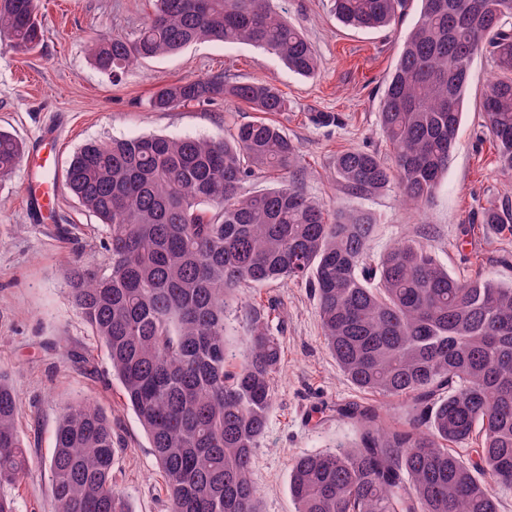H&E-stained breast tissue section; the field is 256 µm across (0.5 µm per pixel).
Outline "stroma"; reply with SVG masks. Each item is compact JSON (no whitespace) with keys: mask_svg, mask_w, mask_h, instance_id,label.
<instances>
[{"mask_svg":"<svg viewBox=\"0 0 512 512\" xmlns=\"http://www.w3.org/2000/svg\"><path fill=\"white\" fill-rule=\"evenodd\" d=\"M274 5L311 43L319 63L314 77L291 72L263 49L221 42L134 62L115 78L97 70L88 58L89 40L101 33L135 36L152 12L149 0H40V47L23 53L0 46V129L27 148L49 125L56 127L58 140L48 157L56 191L50 222L30 220L25 201L30 156L0 181V372L19 400V431L33 461L28 475L4 489L15 512H52L49 473L40 463L52 452L66 408L85 403L99 405L112 420L118 448L114 485L133 512H169L147 437L125 403L102 343L71 303L65 278L69 259L95 269L106 264L98 218L65 184V170L80 146L146 134L227 140L239 124L258 117L247 104L221 99L159 112L150 100L162 85L210 72L223 73L229 82L272 80L288 109L266 119L298 145L305 193L345 211L372 212L378 223L368 242L371 256L414 238L456 277L487 275L512 284V227L483 224L477 217L490 203L512 210V174L500 173L497 147L480 110L496 73L491 56L472 62L455 148L431 201L413 208L394 188L356 199L331 178L333 161L350 147L389 155L378 105L419 17L418 0H411L395 25L372 30L341 24L328 0H274ZM244 295L264 309L282 345L253 480L262 512H295L288 492L292 459L354 443V428L334 411L361 394L327 349L316 301L304 284L276 281Z\"/></svg>","mask_w":512,"mask_h":512,"instance_id":"1","label":"stroma"}]
</instances>
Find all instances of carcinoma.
<instances>
[{
	"mask_svg": "<svg viewBox=\"0 0 512 512\" xmlns=\"http://www.w3.org/2000/svg\"><path fill=\"white\" fill-rule=\"evenodd\" d=\"M152 2L135 37L91 40L99 71L116 77L134 61L199 41L252 44L303 76L318 69L310 43L272 0ZM409 2L332 0V11L346 26L377 29ZM420 2L379 108L390 157L352 147L334 159L336 185L350 197L394 185L410 205L429 202L448 170L471 62L484 50L498 75L481 111L498 168L512 173V0ZM0 41L39 47L38 0H0ZM217 97L258 112L286 110L271 82L229 84L222 73L163 85L151 105L171 111ZM23 154L22 142L1 130L0 179ZM262 172L280 175V185L242 193ZM300 176L298 146L264 121L236 127L229 141H93L66 170L68 190L106 231L108 265L102 272L68 262V294L146 432L170 512H261L252 469L281 346L254 315L241 358H228L225 313L240 289L279 279L311 289L324 341L347 379L394 404L391 412L357 401L336 407L357 440L292 460L296 512H499L491 485L512 487V285L455 277L412 239L369 258L376 217L310 200ZM18 418L0 373V487L30 467ZM460 445L473 446L468 457ZM116 453L108 415L70 407L44 463L54 512H131L112 488Z\"/></svg>",
	"mask_w": 512,
	"mask_h": 512,
	"instance_id": "obj_1",
	"label": "carcinoma"
}]
</instances>
